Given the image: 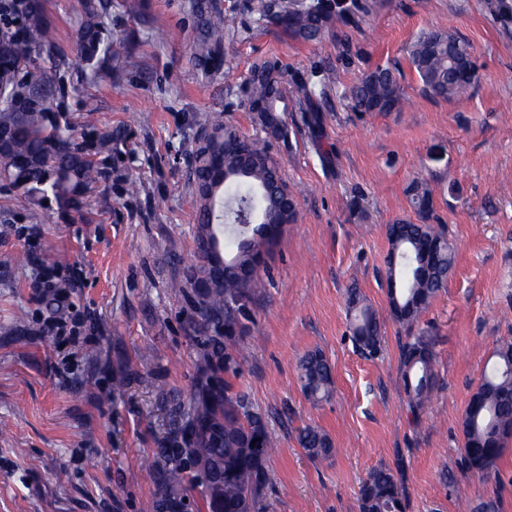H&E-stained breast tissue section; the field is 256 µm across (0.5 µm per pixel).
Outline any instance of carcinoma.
Returning <instances> with one entry per match:
<instances>
[{
  "instance_id": "obj_1",
  "label": "carcinoma",
  "mask_w": 512,
  "mask_h": 512,
  "mask_svg": "<svg viewBox=\"0 0 512 512\" xmlns=\"http://www.w3.org/2000/svg\"><path fill=\"white\" fill-rule=\"evenodd\" d=\"M112 7V0H88L85 19L73 37L76 55L86 61L107 53L111 45L101 37L100 19ZM201 23L193 43L199 62L211 59L224 46V32L236 26V16L212 12L206 4L197 6ZM9 15L8 27L0 28V64L25 63L31 68L27 81L15 80L6 99L0 101V128L8 131L6 152L0 153V175L15 187L51 193L60 201L79 205V198L102 177L86 141L76 139L68 126L55 118L57 78L54 74L56 45L46 38L44 0H0V15ZM276 16L282 30L302 42H317L328 34L340 15L331 0H280L263 5V16ZM409 58L423 87L442 98L468 93L474 79L469 45L456 35L440 30L421 33L410 45ZM247 109L265 137H246L224 122L221 115L208 120L209 128L224 131V168L240 169L222 183L215 196V208L192 197L197 233L221 216L228 224L246 221L274 210L277 224H259L231 230L235 257L224 267L219 288L201 294L196 301L200 320L195 331L204 336V351L198 369L210 375L212 383L198 402L179 405L178 417L191 428L187 443L176 437L161 450L164 465L152 472L161 499L182 501L189 487L205 481L207 512H259L262 492L269 482L266 462L275 447L262 416L250 404L232 393V386L218 376L221 369L237 364V335L248 319L246 307L262 286L256 270L266 244L281 232V224L297 221L296 195L288 189L280 166L271 154L268 138L288 142V101L307 98L304 84L287 90L283 71L276 64L254 66L245 80ZM350 108L359 113L392 112L402 96L396 76L387 68L363 74L348 94ZM83 125L95 126L98 106L86 95L82 107ZM410 201L422 219L432 212V199L421 184L410 190ZM213 227V226H211ZM221 235V227H213ZM389 250L386 256L389 288L388 308L392 318L408 329L418 322L430 301L446 287L456 255L444 230L432 224L397 220L386 225ZM351 315L349 331L358 350L369 356L382 348L383 336L377 312L356 291L347 296ZM224 324L221 335L214 334ZM433 338L423 333L409 336L400 348L401 374L411 412L420 409L436 386ZM494 361L464 411V437L458 466L461 472L483 478L491 476L498 459L512 439V341L504 340L493 352ZM303 393L314 402L329 397L332 369L319 351L299 361ZM297 441L316 460L331 457L330 439L315 427H304ZM360 512H404L405 497L387 468L371 470L359 488Z\"/></svg>"
}]
</instances>
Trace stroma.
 <instances>
[{
    "instance_id": "1",
    "label": "stroma",
    "mask_w": 512,
    "mask_h": 512,
    "mask_svg": "<svg viewBox=\"0 0 512 512\" xmlns=\"http://www.w3.org/2000/svg\"><path fill=\"white\" fill-rule=\"evenodd\" d=\"M196 2L141 0L136 18L113 10L102 31L112 51L89 65L71 43L82 0H44L47 36L65 51L60 110L106 163L77 211L0 177V512H160L148 472L179 428L175 407L205 380L191 303L170 288L197 235L186 160L212 113L259 135L243 85L267 61L289 83L326 82L331 91L312 105L320 142L293 104L288 141L271 144L298 217L265 257V287L239 335L242 357L226 374L277 443L265 512H360V483L381 466L403 489L406 512H470L479 500L512 512V444L496 478L458 468L465 408L497 342L512 339V0H366L367 15L337 21L317 43L263 18L265 0H206L238 19L206 66L191 53ZM424 30L469 44L477 76L467 96L424 90L407 55ZM378 67L396 75L403 106L351 111L345 92ZM87 91L99 105L91 130L81 125ZM133 179L141 183L134 195ZM417 180L457 259L416 325L434 340L437 383L414 416L399 363L408 331L387 305L385 229L418 222L407 193ZM22 226L37 228L34 248L11 235ZM26 251L30 260L19 262ZM38 268L78 274L71 300L91 312L94 336L71 341L41 330L48 306L29 286ZM351 288L380 317L378 357H364L350 339ZM316 349L333 387L315 403L301 390L298 362ZM129 362L137 372L113 395L112 379ZM306 426L329 435L330 459L300 448Z\"/></svg>"
}]
</instances>
